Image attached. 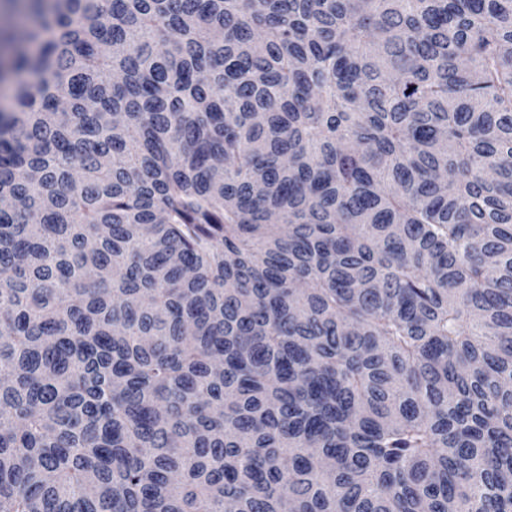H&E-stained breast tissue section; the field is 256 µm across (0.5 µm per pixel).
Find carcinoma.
I'll use <instances>...</instances> for the list:
<instances>
[{
	"label": "carcinoma",
	"instance_id": "obj_1",
	"mask_svg": "<svg viewBox=\"0 0 512 512\" xmlns=\"http://www.w3.org/2000/svg\"><path fill=\"white\" fill-rule=\"evenodd\" d=\"M0 512H512V0H19Z\"/></svg>",
	"mask_w": 512,
	"mask_h": 512
}]
</instances>
